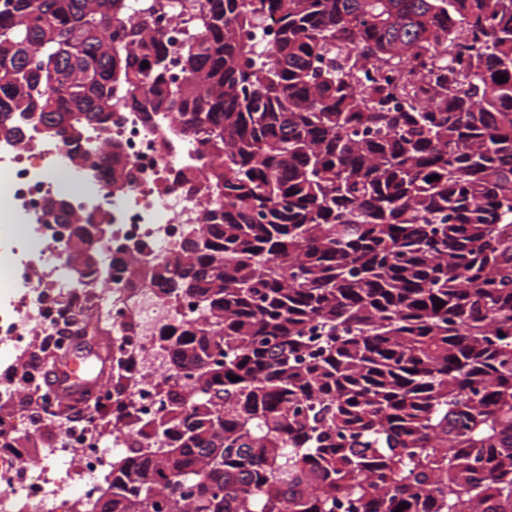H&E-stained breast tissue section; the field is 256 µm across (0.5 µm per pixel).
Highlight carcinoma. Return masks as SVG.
Returning <instances> with one entry per match:
<instances>
[{
  "label": "carcinoma",
  "instance_id": "cac0c4a2",
  "mask_svg": "<svg viewBox=\"0 0 512 512\" xmlns=\"http://www.w3.org/2000/svg\"><path fill=\"white\" fill-rule=\"evenodd\" d=\"M179 2L178 77L128 0L0 17V136L125 101L222 158L154 274L203 312L159 336L160 446L75 512H512V0Z\"/></svg>",
  "mask_w": 512,
  "mask_h": 512
}]
</instances>
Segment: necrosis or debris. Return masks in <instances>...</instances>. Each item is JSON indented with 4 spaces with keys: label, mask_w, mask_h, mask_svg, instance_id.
Here are the masks:
<instances>
[{
    "label": "necrosis or debris",
    "mask_w": 512,
    "mask_h": 512,
    "mask_svg": "<svg viewBox=\"0 0 512 512\" xmlns=\"http://www.w3.org/2000/svg\"><path fill=\"white\" fill-rule=\"evenodd\" d=\"M16 121L23 139H0V347L16 359L34 348L48 362L76 336L108 325L115 367L127 386L124 401L133 415L151 418L160 409L158 385L171 368L157 336L166 325L199 317L197 300L166 296L153 270L175 267L186 231L200 227L211 201L210 153L172 113L123 107L108 120L112 162L130 169L133 182L112 193L100 173L96 127H89L80 160L70 166L57 138L25 116ZM52 197L64 198L75 212L105 216L112 226L111 239L99 247L97 274L85 287L74 284L68 261L73 224L46 212ZM39 377L36 366L0 374L1 442L43 424V409L54 401ZM114 407L112 388L102 386L37 467L1 454L0 512H60L76 487L95 498L110 461L95 425ZM74 450L82 460L77 476L60 477Z\"/></svg>",
    "instance_id": "obj_1"
}]
</instances>
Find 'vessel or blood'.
Segmentation results:
<instances>
[{
	"instance_id": "vessel-or-blood-1",
	"label": "vessel or blood",
	"mask_w": 512,
	"mask_h": 512,
	"mask_svg": "<svg viewBox=\"0 0 512 512\" xmlns=\"http://www.w3.org/2000/svg\"><path fill=\"white\" fill-rule=\"evenodd\" d=\"M98 349L79 341L57 360L45 373V385L57 400L70 405H83L88 401V389L101 385V375L92 368L101 362Z\"/></svg>"
}]
</instances>
